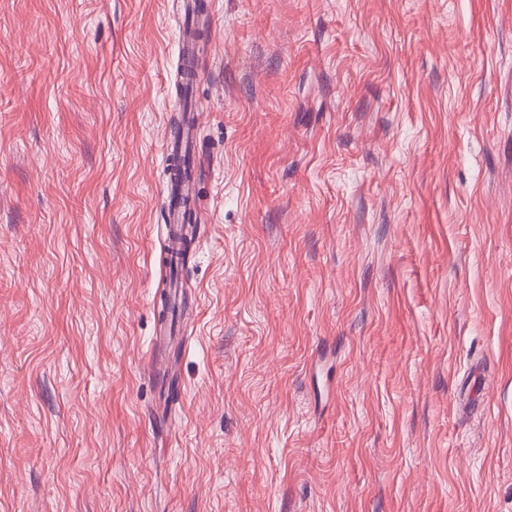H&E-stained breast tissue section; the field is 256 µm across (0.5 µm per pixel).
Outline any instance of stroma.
I'll return each instance as SVG.
<instances>
[{
	"instance_id": "1",
	"label": "stroma",
	"mask_w": 512,
	"mask_h": 512,
	"mask_svg": "<svg viewBox=\"0 0 512 512\" xmlns=\"http://www.w3.org/2000/svg\"><path fill=\"white\" fill-rule=\"evenodd\" d=\"M0 0V512H512V0ZM197 134V126L192 123H186L181 132V136L178 139L172 141H165L163 145L164 158L172 160L174 158H183L186 155L188 148L193 145ZM195 184L194 182L189 184L177 183L171 179L170 175L165 188V200L168 214L170 216V222H176L173 224H191V222L197 221V214L195 210H191L192 214L189 216L185 214V209L182 205L183 197L190 195L195 197Z\"/></svg>"
}]
</instances>
